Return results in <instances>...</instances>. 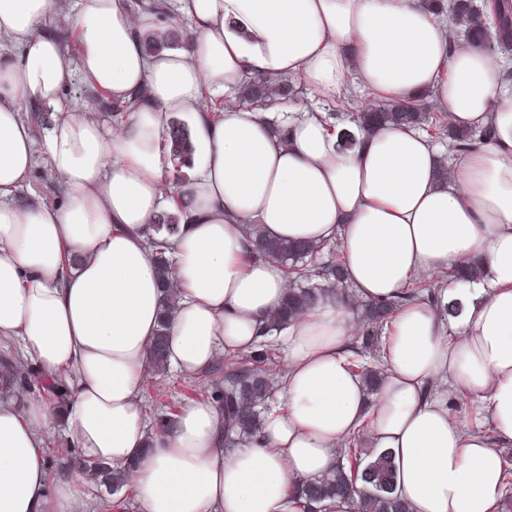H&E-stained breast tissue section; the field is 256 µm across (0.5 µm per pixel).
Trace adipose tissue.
I'll return each instance as SVG.
<instances>
[{"instance_id":"1","label":"adipose tissue","mask_w":512,"mask_h":512,"mask_svg":"<svg viewBox=\"0 0 512 512\" xmlns=\"http://www.w3.org/2000/svg\"><path fill=\"white\" fill-rule=\"evenodd\" d=\"M174 2L187 44L151 52L158 17L129 0H74L73 46L49 30L62 0H0V344L19 345L16 371L40 369L66 393L58 422L23 386L0 398V512H73L77 474L49 475L42 451L59 422L86 461L137 460L128 482L143 512H299L294 481L332 470L359 430L392 452L411 512H498L512 446V102L501 56L455 42L428 0ZM78 73L124 105L121 126L65 107ZM259 76L300 77L329 101L353 81L377 100L426 93L455 126L494 136L442 182L439 149L418 130L383 127L348 146L300 102L240 110L239 90ZM213 97L224 101L218 120ZM24 103L52 108L43 139ZM175 114L189 118L195 146V173L178 185L162 146ZM41 163L65 204L23 195ZM162 213L180 219L168 363L184 375L250 351L290 286L283 264L250 256L252 224L340 241L365 301L471 260L488 277L444 289L458 317L425 300L400 311L374 399L348 361L351 310L317 303L286 330V408L230 450L206 400L147 430L139 389L158 329L150 240ZM459 391L474 398V420L449 410Z\"/></svg>"}]
</instances>
